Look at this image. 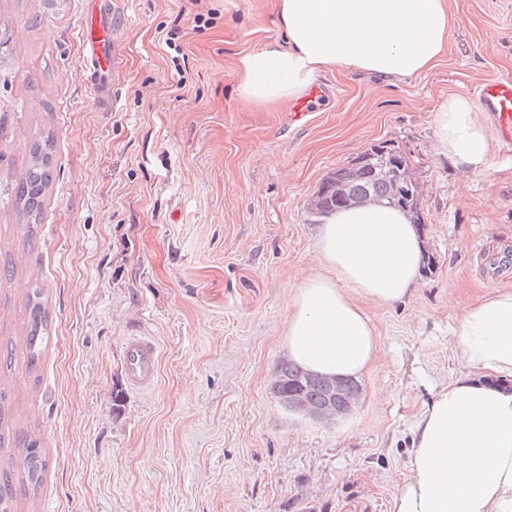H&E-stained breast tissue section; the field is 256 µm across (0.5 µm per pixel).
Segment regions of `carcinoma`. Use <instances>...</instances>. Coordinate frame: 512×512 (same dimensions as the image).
Returning a JSON list of instances; mask_svg holds the SVG:
<instances>
[{
    "label": "carcinoma",
    "mask_w": 512,
    "mask_h": 512,
    "mask_svg": "<svg viewBox=\"0 0 512 512\" xmlns=\"http://www.w3.org/2000/svg\"><path fill=\"white\" fill-rule=\"evenodd\" d=\"M30 154V164L16 184L15 200L19 213L27 223L36 224L40 220L47 193L56 180L57 171L52 163V144L49 140L33 142ZM332 176L338 178L346 190L354 195L368 194L384 202L393 195L391 182L382 177H372L367 172L353 179L348 167L343 166ZM337 207L336 190L332 189L319 196L316 214L324 217L336 211ZM26 303L29 311V365L34 369L50 340L49 312L40 288L27 293ZM270 391L279 400L295 392L316 404L326 401L328 396V389L322 381L304 376L302 369L288 359L277 363ZM47 466L45 450L38 440L32 438L26 442L23 472L20 475H15L13 466L0 464V512H16V483H22L32 492L36 491L43 482Z\"/></svg>",
    "instance_id": "carcinoma-1"
}]
</instances>
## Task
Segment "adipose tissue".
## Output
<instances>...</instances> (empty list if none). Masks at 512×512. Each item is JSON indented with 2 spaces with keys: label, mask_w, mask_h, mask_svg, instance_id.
Here are the masks:
<instances>
[{
  "label": "adipose tissue",
  "mask_w": 512,
  "mask_h": 512,
  "mask_svg": "<svg viewBox=\"0 0 512 512\" xmlns=\"http://www.w3.org/2000/svg\"><path fill=\"white\" fill-rule=\"evenodd\" d=\"M277 11L285 42L239 61V92L256 105L299 96L324 68L415 76L442 53L452 24L445 0H278ZM476 113L470 97L454 94L434 117L439 153L466 172L482 169L492 151ZM318 249L322 272L289 286L284 346L303 369L357 378L378 353L359 302L409 296L422 244L402 211L365 205L331 214ZM458 307L452 348L462 372L413 422L393 512H512V291Z\"/></svg>",
  "instance_id": "1"
}]
</instances>
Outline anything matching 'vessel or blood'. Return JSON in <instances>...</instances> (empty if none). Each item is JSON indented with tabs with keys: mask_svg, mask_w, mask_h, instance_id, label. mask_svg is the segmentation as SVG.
I'll return each instance as SVG.
<instances>
[{
	"mask_svg": "<svg viewBox=\"0 0 512 512\" xmlns=\"http://www.w3.org/2000/svg\"><path fill=\"white\" fill-rule=\"evenodd\" d=\"M117 12L115 0H85L81 20L82 57L92 70L93 88L98 99L116 107L118 95L115 78L121 65L112 20ZM474 93L492 124L494 133L506 152L512 153V76H500L477 85ZM333 90L327 84L312 85L288 106L286 118L292 124H305L312 112L329 102ZM129 378L133 384L146 386L156 372V349L151 341L131 339L127 347Z\"/></svg>",
	"mask_w": 512,
	"mask_h": 512,
	"instance_id": "b4317fda",
	"label": "vessel or blood"
}]
</instances>
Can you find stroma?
<instances>
[{
	"label": "stroma",
	"instance_id": "35a3bbf8",
	"mask_svg": "<svg viewBox=\"0 0 512 512\" xmlns=\"http://www.w3.org/2000/svg\"><path fill=\"white\" fill-rule=\"evenodd\" d=\"M454 26L435 65L391 79L344 69L304 126L239 95V60L283 40L272 0H126L121 104L99 106L82 64L84 0H0V374L21 464L41 439L48 469L17 512H392L410 425L457 376L449 294L512 291V156L464 173L435 149L449 95L512 74V0H447ZM206 13L211 23L193 29ZM180 29L184 60L165 44ZM58 177L36 231L15 206L33 140ZM415 173L433 269L411 296L365 304L378 356L353 412L332 425L270 391L285 358V283L319 271L322 179L378 143ZM44 291L50 342L27 363L26 293ZM151 340L155 378L128 376L127 344ZM126 401L112 411V387Z\"/></svg>",
	"mask_w": 512,
	"mask_h": 512
}]
</instances>
